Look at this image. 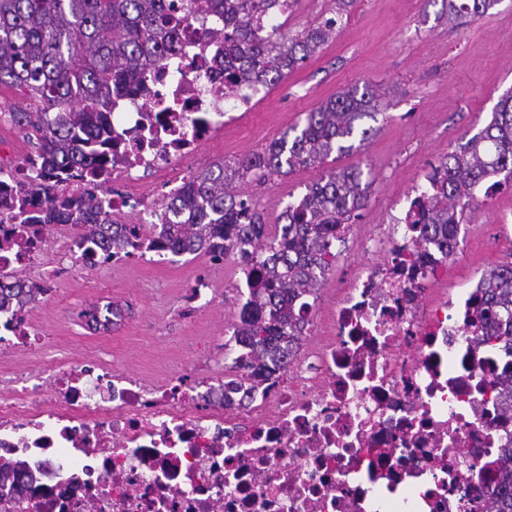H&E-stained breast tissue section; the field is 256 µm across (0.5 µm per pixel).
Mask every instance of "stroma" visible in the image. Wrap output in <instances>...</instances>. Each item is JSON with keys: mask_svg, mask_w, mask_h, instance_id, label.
<instances>
[{"mask_svg": "<svg viewBox=\"0 0 512 512\" xmlns=\"http://www.w3.org/2000/svg\"><path fill=\"white\" fill-rule=\"evenodd\" d=\"M366 84L380 91L385 110L363 119L374 135L337 157L335 165L361 166L369 201L337 244L336 259L318 287L314 305L323 313L333 306L347 265L362 259L359 240L402 223L403 197L425 184L432 165L479 133L512 91V0H498L462 26L449 23L448 0H355L336 36L266 88L260 101L241 108L237 121L203 147L194 166L205 170L263 152L303 126L320 103ZM32 108L25 93L0 90V165L13 167L34 154L25 130L11 119ZM320 174L317 167L298 168L263 185L242 184L240 191L272 226ZM508 210L512 190L490 199L475 190L463 224L467 237L448 273L450 290L472 287L486 270L512 262V237L497 225ZM68 233L53 227L40 260L21 272L43 289L27 318L50 343L41 351L0 357V396L9 395L15 376L39 372L51 361L100 360L152 385L194 375L202 365L217 377L232 374L237 352L228 341L241 303L237 286L245 281L237 261L216 263L201 254L158 264L146 256L93 272L64 257ZM199 281L211 285L204 304L188 298ZM106 301L122 309V320L109 333L89 332L79 312Z\"/></svg>", "mask_w": 512, "mask_h": 512, "instance_id": "1", "label": "stroma"}]
</instances>
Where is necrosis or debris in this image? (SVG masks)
<instances>
[{"label": "necrosis or debris", "mask_w": 512, "mask_h": 512, "mask_svg": "<svg viewBox=\"0 0 512 512\" xmlns=\"http://www.w3.org/2000/svg\"><path fill=\"white\" fill-rule=\"evenodd\" d=\"M209 23L180 16V56L155 96L112 102V162L60 179L59 196L97 186L113 218L167 224L194 172L189 159L227 113L260 94L224 87ZM42 164L0 174V273L34 265L48 238L29 199ZM151 176L156 186L143 192ZM326 320L274 387L234 379L149 389L111 365L74 362L0 397V463H24L31 489L0 492V512H486L512 446V400L496 388L505 358L479 316V289L431 294L453 255L411 234L362 238ZM45 336L0 312V349Z\"/></svg>", "instance_id": "4bbe7bcc"}]
</instances>
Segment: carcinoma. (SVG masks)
<instances>
[{
	"mask_svg": "<svg viewBox=\"0 0 512 512\" xmlns=\"http://www.w3.org/2000/svg\"><path fill=\"white\" fill-rule=\"evenodd\" d=\"M298 2L190 0L193 13L224 19V26L207 36L224 41L226 87L276 84L336 34L354 0H333L335 7L318 26L295 34L271 23ZM498 2L448 0V19L483 14ZM182 8V0H0V88L38 102L37 111L15 112L13 120L33 133L44 161L37 184L43 223L65 224L73 213H85L82 233L108 261L137 247L141 225L117 224L100 213L92 191L58 198L51 179L108 162L112 98L130 92L148 96L152 77L179 45L175 14ZM382 110L381 95L369 85L342 91L308 112L293 139L283 136L233 166L200 172L166 204L173 222L161 230L158 248L241 263L248 296L234 326L232 339L240 351L234 364L257 381H278L280 369L298 355L309 298L332 267L346 224L367 206L368 186L359 166L323 172L299 203L286 207L278 234L270 238L262 214L233 184L247 175L268 179L319 167L334 152L349 153V139L364 142L374 133L361 121ZM428 181L430 188L416 189L417 209L404 223L446 253L453 228L466 220L475 187L488 185L489 196L505 186L512 189V93L501 98L484 129L433 168ZM482 281L478 309L493 329L489 339L512 358V263L491 268ZM41 294L38 284L1 280L0 310L25 306ZM7 481L23 487L33 477L22 464H0V484ZM487 512H512V447L503 449Z\"/></svg>",
	"mask_w": 512,
	"mask_h": 512,
	"instance_id": "cac0c4a2",
	"label": "carcinoma"
}]
</instances>
